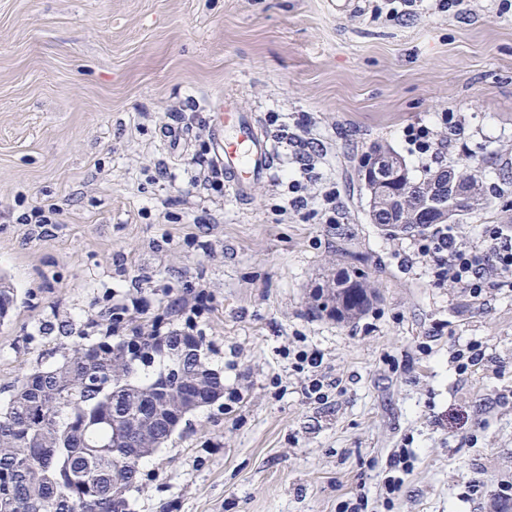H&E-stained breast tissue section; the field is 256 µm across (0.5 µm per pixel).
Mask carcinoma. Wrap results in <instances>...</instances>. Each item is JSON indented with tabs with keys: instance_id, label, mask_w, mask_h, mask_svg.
Returning a JSON list of instances; mask_svg holds the SVG:
<instances>
[{
	"instance_id": "carcinoma-1",
	"label": "carcinoma",
	"mask_w": 512,
	"mask_h": 512,
	"mask_svg": "<svg viewBox=\"0 0 512 512\" xmlns=\"http://www.w3.org/2000/svg\"><path fill=\"white\" fill-rule=\"evenodd\" d=\"M457 172L470 183L464 203H485L487 166L471 157ZM436 173L417 180L404 170V189L414 194ZM387 236L420 233L410 210L368 213ZM376 298L366 273L343 270L314 289L313 310L341 309L340 321L363 315ZM112 326V308L87 320L79 340L61 347L59 360L32 367L0 400V512H131L139 461L163 447L191 410L224 397V382L208 366L203 337L172 332L112 340L88 330ZM151 434L141 443L140 424Z\"/></svg>"
}]
</instances>
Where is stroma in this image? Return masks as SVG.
<instances>
[{
  "instance_id": "obj_1",
  "label": "stroma",
  "mask_w": 512,
  "mask_h": 512,
  "mask_svg": "<svg viewBox=\"0 0 512 512\" xmlns=\"http://www.w3.org/2000/svg\"><path fill=\"white\" fill-rule=\"evenodd\" d=\"M0 0V392L112 304L203 285L199 321L225 398L189 415L140 460L133 512H512V288L474 299L434 286L409 235L371 224L358 169L372 145L425 175L407 136L448 143L437 167L486 160L485 204L466 239L512 222V8L436 0L399 21L373 0ZM231 96L275 140L271 179L248 199L196 190L212 133L166 138L169 112L210 116ZM462 120L454 134L442 113ZM323 150L337 223L288 209L289 133L301 117ZM37 205L54 224H24ZM352 266L379 298L355 322L312 313L318 283ZM484 359L458 375L452 349ZM318 352L324 400L309 399ZM411 469L385 479L396 452Z\"/></svg>"
}]
</instances>
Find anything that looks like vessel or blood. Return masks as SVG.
<instances>
[{
    "instance_id": "vessel-or-blood-1",
    "label": "vessel or blood",
    "mask_w": 512,
    "mask_h": 512,
    "mask_svg": "<svg viewBox=\"0 0 512 512\" xmlns=\"http://www.w3.org/2000/svg\"><path fill=\"white\" fill-rule=\"evenodd\" d=\"M213 129L212 152L224 168V179L238 199H247L255 185L269 181L273 174V143L259 132L252 117L238 112L225 97L214 115Z\"/></svg>"
}]
</instances>
